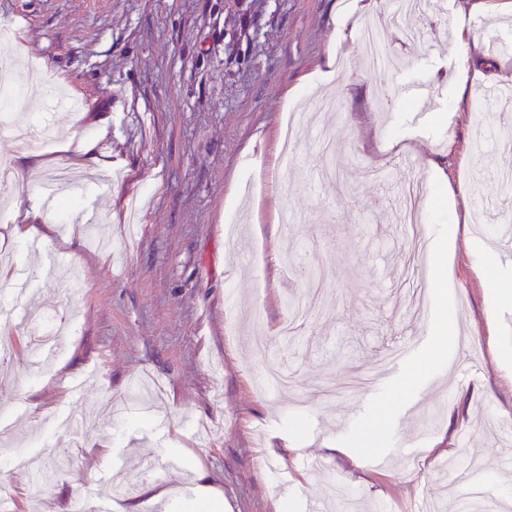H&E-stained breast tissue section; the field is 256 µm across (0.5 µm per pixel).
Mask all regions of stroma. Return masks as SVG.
I'll list each match as a JSON object with an SVG mask.
<instances>
[{
    "instance_id": "stroma-1",
    "label": "stroma",
    "mask_w": 512,
    "mask_h": 512,
    "mask_svg": "<svg viewBox=\"0 0 512 512\" xmlns=\"http://www.w3.org/2000/svg\"><path fill=\"white\" fill-rule=\"evenodd\" d=\"M337 0H0V29L21 71L73 91L81 112L52 98L31 105L15 95L14 118L55 127L37 149L44 171L68 164L67 138L94 143L111 160L87 169L84 193L62 192L65 227L40 263L6 226L16 208L40 197L31 188L25 147L0 135L17 180L0 205V254L35 271L34 292L56 286L50 326L68 343L33 377L26 326L0 323L13 354L0 359V422L19 432L0 450L36 458L40 469L14 476L17 512L38 495L43 512L90 507L126 512L158 481L167 498L150 512H304V496L325 512H420L450 494L448 458L476 452L494 493L512 491V443L496 422L512 420V369L498 360L475 269L493 248L478 224L512 217V111L486 123L505 136L482 150L474 113L488 85L512 87V11L458 15V0H423L406 41L388 33L399 66L374 74L350 41L334 39ZM453 38H445V29ZM470 71L462 99L435 84L426 121L398 97L397 85L427 82L430 70ZM332 97L334 109L319 100ZM314 114L295 156L281 159L289 106ZM370 116L367 123L357 113ZM407 156L412 167L399 165ZM422 183L421 211L436 215L407 237L396 212L407 181ZM495 197L493 210L476 204ZM92 208L111 239L92 246L73 214ZM457 220L448 296L457 301L456 343L433 347L422 333L417 355L435 370L410 389L411 359L383 369L373 393L342 387L357 367L386 356L419 332L406 277L425 274L438 222ZM265 338L290 385L262 389L265 364L253 344ZM83 391L73 394V384ZM417 401L409 418L404 406ZM94 411L96 434L57 429L58 418ZM179 462L158 476L160 454ZM391 454L387 469L373 458ZM291 494H282L278 473ZM132 479L124 501L104 488ZM224 496L223 509L206 500Z\"/></svg>"
}]
</instances>
